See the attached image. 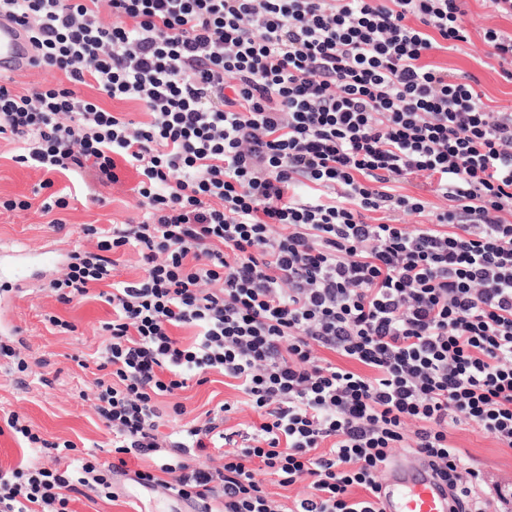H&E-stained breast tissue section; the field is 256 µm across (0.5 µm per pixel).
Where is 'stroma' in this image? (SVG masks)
<instances>
[{"mask_svg":"<svg viewBox=\"0 0 512 512\" xmlns=\"http://www.w3.org/2000/svg\"><path fill=\"white\" fill-rule=\"evenodd\" d=\"M465 20L470 30V42L456 50L432 52L428 63L477 78L482 101L490 112H512V82L501 75L498 59L487 56L483 42L485 27L492 26L512 33V18H487L483 0H465ZM14 144L0 140V198L32 196L43 180L42 171L20 165L13 160ZM55 187L67 195L69 206L59 211L63 228L51 226L48 217L37 210L8 212L0 209V247L20 246L29 251L28 275L30 286L14 295L0 285V318L13 321L15 331L10 340L20 349L31 365L27 375L13 373L0 362V422L9 412L25 414L32 424L51 441H72L77 456L95 454L100 461H111L112 435L95 414L88 394L96 374L92 359L105 340L101 326L111 320L112 308L99 299L62 304L49 297L46 287L60 275V268H43L38 251L52 247L70 255L85 242L84 228L93 224L109 228L138 215L137 201L132 192L138 181L135 171H127L122 184L100 186L91 173L55 175ZM60 316L75 324L72 333L51 332L44 317ZM182 402L187 412L180 424L222 403L233 410L226 425L256 421L257 416L244 403L242 394L225 384L222 374L213 372L208 382H189L177 396H161L157 405L162 414H170L173 402ZM453 444L469 466L481 474L480 493L493 486L512 484V450L499 447L491 436L477 426L455 430ZM127 474L115 475V499L79 496L71 501L72 512H194L195 506L166 494L162 489H149L136 483L132 471L147 465V458L127 456Z\"/></svg>","mask_w":512,"mask_h":512,"instance_id":"stroma-1","label":"stroma"}]
</instances>
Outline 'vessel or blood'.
<instances>
[{
	"instance_id": "vessel-or-blood-1",
	"label": "vessel or blood",
	"mask_w": 512,
	"mask_h": 512,
	"mask_svg": "<svg viewBox=\"0 0 512 512\" xmlns=\"http://www.w3.org/2000/svg\"><path fill=\"white\" fill-rule=\"evenodd\" d=\"M34 59L23 25L0 17V76L29 70ZM379 502L383 512H462L461 505L432 476L428 466L409 455L397 458L388 468Z\"/></svg>"
}]
</instances>
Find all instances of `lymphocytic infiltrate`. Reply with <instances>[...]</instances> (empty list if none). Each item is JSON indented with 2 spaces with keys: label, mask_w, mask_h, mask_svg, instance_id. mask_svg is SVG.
<instances>
[{
  "label": "lymphocytic infiltrate",
  "mask_w": 512,
  "mask_h": 512,
  "mask_svg": "<svg viewBox=\"0 0 512 512\" xmlns=\"http://www.w3.org/2000/svg\"><path fill=\"white\" fill-rule=\"evenodd\" d=\"M0 16L66 78H0V138L44 171L42 212L69 206L53 174L139 177L141 221L87 226L48 285L63 304L110 287L94 409L113 453L152 455L135 481L202 512H283L268 476L304 485L293 512H380L404 448L488 512L452 435L473 423L512 449V113L424 62L467 41L458 0H0ZM414 178L440 205L398 193ZM121 249L139 279L116 280ZM212 371L260 418L244 445L227 403L160 430L157 397ZM220 440L222 463L197 467ZM114 471L93 454L0 468V512L113 498ZM80 90L83 96L89 99H99L100 104L108 109H113L116 112H126L127 117L133 121H147L148 119L141 107L134 101H114L112 103V100L101 98L94 88L81 86Z\"/></svg>",
  "instance_id": "obj_1"
}]
</instances>
